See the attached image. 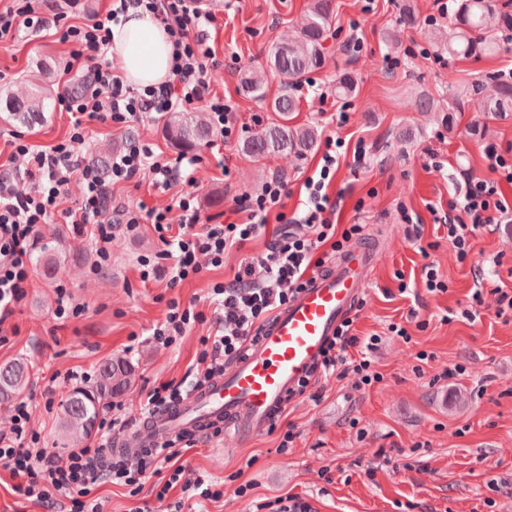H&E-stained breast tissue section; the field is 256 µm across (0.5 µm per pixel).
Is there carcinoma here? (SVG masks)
I'll use <instances>...</instances> for the list:
<instances>
[{
	"mask_svg": "<svg viewBox=\"0 0 512 512\" xmlns=\"http://www.w3.org/2000/svg\"><path fill=\"white\" fill-rule=\"evenodd\" d=\"M452 21L448 33L435 28L430 37L437 49L450 56L480 59L499 50L500 39L512 36V10L500 0H452ZM336 10L335 0H311L297 39L280 42L270 50V63L282 78L283 90L271 102L276 119L261 132L243 143V150L258 159H265L284 152L303 155L316 142V129L311 124H290L289 115L297 111V103L288 92V87L302 80L309 72L319 69L325 61L324 43L331 28ZM491 81L495 93L485 95L486 81ZM357 91V80L349 72L336 77L335 92L340 98H348ZM44 88L36 84L24 95L0 92V112L18 126L34 128L45 120ZM476 103L479 111L489 113L512 112V81L491 73L486 79L471 83L467 98L456 97L448 107L441 106L434 98L424 95L417 106L425 111L457 112L463 101ZM163 126L172 145L185 152L192 151L212 140L214 129L202 112H170ZM37 262L41 265L45 279L54 277L61 259L83 262L82 249H76L65 257L41 245ZM28 378L27 366L14 362L0 368V404L10 402L25 388ZM134 379L132 366L116 374L112 372V360L104 361L98 370L96 381L89 388L74 390L63 404L71 446L78 448L91 434L95 423L106 405L115 396L121 395Z\"/></svg>",
	"mask_w": 512,
	"mask_h": 512,
	"instance_id": "obj_1",
	"label": "carcinoma"
}]
</instances>
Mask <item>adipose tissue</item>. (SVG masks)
<instances>
[{
    "label": "adipose tissue",
    "mask_w": 512,
    "mask_h": 512,
    "mask_svg": "<svg viewBox=\"0 0 512 512\" xmlns=\"http://www.w3.org/2000/svg\"><path fill=\"white\" fill-rule=\"evenodd\" d=\"M112 58L126 84L157 86L171 75L173 45L164 26L145 11H129L112 28Z\"/></svg>",
    "instance_id": "adipose-tissue-1"
}]
</instances>
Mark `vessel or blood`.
I'll return each mask as SVG.
<instances>
[{
	"label": "vessel or blood",
	"instance_id": "1",
	"mask_svg": "<svg viewBox=\"0 0 512 512\" xmlns=\"http://www.w3.org/2000/svg\"><path fill=\"white\" fill-rule=\"evenodd\" d=\"M375 265L373 252L347 251L331 270L315 275L279 308L257 341L223 375L137 429L116 436L115 452L134 457L179 434L208 433L217 426L232 428L243 437L268 428L358 305Z\"/></svg>",
	"mask_w": 512,
	"mask_h": 512
}]
</instances>
